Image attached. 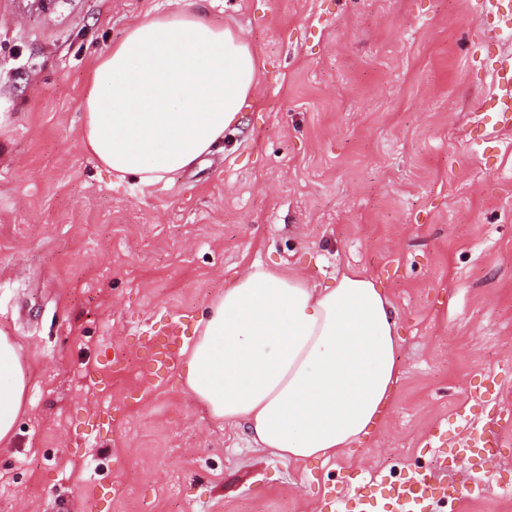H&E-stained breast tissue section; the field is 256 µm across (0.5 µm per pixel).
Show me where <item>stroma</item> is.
Segmentation results:
<instances>
[{
    "label": "stroma",
    "mask_w": 512,
    "mask_h": 512,
    "mask_svg": "<svg viewBox=\"0 0 512 512\" xmlns=\"http://www.w3.org/2000/svg\"><path fill=\"white\" fill-rule=\"evenodd\" d=\"M475 0H0V331L26 403L0 451V512H321L326 489L441 473L427 433L512 405V132L477 144L492 77ZM187 9L255 52L222 153L153 186L82 146L101 55L146 12ZM324 285L356 269L398 316L401 379L343 456L290 464L211 417L152 340L190 339L243 272ZM512 512L502 457L449 473Z\"/></svg>",
    "instance_id": "35a3bbf8"
}]
</instances>
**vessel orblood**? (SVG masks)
<instances>
[{"label": "vessel or blood", "mask_w": 512, "mask_h": 512, "mask_svg": "<svg viewBox=\"0 0 512 512\" xmlns=\"http://www.w3.org/2000/svg\"><path fill=\"white\" fill-rule=\"evenodd\" d=\"M481 15L490 19L495 36L512 39V0H478ZM473 62L491 73L497 92L490 102L488 112L480 122L494 133L512 129V51L501 49L475 56ZM180 353L179 337L168 334L160 343L150 368L151 375H160L173 367ZM512 426V410H506L490 424L473 427L457 451L465 456L474 452L492 454L502 446V432ZM354 512H421L425 503L434 500L459 501L466 498L469 490L455 482L441 483L430 471H415L409 479L400 483L380 485L378 490L365 491L354 487L350 490Z\"/></svg>", "instance_id": "obj_1"}]
</instances>
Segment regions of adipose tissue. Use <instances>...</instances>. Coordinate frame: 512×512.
<instances>
[{"label":"adipose tissue","mask_w":512,"mask_h":512,"mask_svg":"<svg viewBox=\"0 0 512 512\" xmlns=\"http://www.w3.org/2000/svg\"><path fill=\"white\" fill-rule=\"evenodd\" d=\"M257 84L248 43L201 14L145 15L95 66L83 145L117 177L157 184L235 131ZM397 313L368 274L332 285L258 267L231 282L184 346V382L213 418L245 424L258 447L329 460L389 411L401 372ZM27 374L0 332V447H9Z\"/></svg>","instance_id":"ef3b65f1"}]
</instances>
